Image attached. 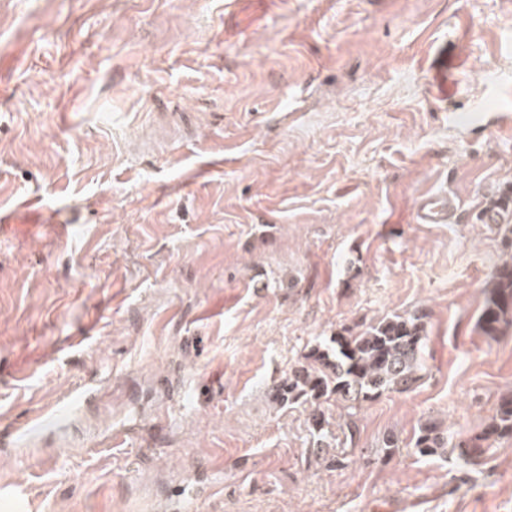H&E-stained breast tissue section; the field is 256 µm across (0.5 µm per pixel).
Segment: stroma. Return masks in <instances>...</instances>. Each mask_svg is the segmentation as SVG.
Masks as SVG:
<instances>
[{
	"instance_id": "35a3bbf8",
	"label": "stroma",
	"mask_w": 512,
	"mask_h": 512,
	"mask_svg": "<svg viewBox=\"0 0 512 512\" xmlns=\"http://www.w3.org/2000/svg\"><path fill=\"white\" fill-rule=\"evenodd\" d=\"M510 186L512 0H0V512H512V435L457 447L512 394ZM416 310L421 380L317 447L271 386ZM458 211L456 198L447 191H428L420 196L414 221L418 224H452ZM510 191L506 192L501 198L495 200L486 210L479 214V220L483 224H505L500 227L505 240L512 241V227L509 225L508 215L512 213V200H510ZM511 206V207H510ZM477 324L485 336H497L503 325L512 327V262L492 273ZM448 446V436L438 424L428 420L421 424L413 438L412 448L421 457H434L444 452Z\"/></svg>"
}]
</instances>
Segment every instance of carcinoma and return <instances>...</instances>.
I'll return each instance as SVG.
<instances>
[{
  "label": "carcinoma",
  "mask_w": 512,
  "mask_h": 512,
  "mask_svg": "<svg viewBox=\"0 0 512 512\" xmlns=\"http://www.w3.org/2000/svg\"><path fill=\"white\" fill-rule=\"evenodd\" d=\"M486 300L477 324L486 336L502 326L512 327V263L492 273L485 288ZM427 314H392L356 331L344 327L329 341L316 344L307 354L308 365L294 368L288 378L272 387L280 402L312 403L314 435L327 437L328 422L321 404L334 398L350 408L387 393H406L419 381L421 348L426 336ZM512 435V395L500 398L491 422L478 434L458 443L461 455L478 457L493 436ZM448 436L428 420L413 438L412 448L422 457L444 452Z\"/></svg>",
  "instance_id": "1"
}]
</instances>
